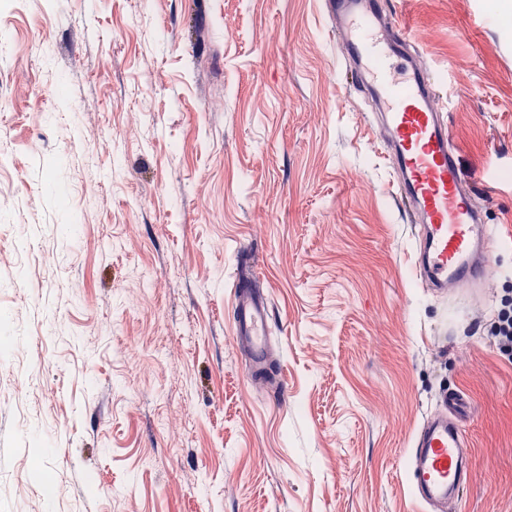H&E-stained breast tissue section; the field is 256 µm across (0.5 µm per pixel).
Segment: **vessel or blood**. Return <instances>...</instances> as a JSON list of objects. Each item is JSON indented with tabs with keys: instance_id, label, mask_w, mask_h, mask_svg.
Here are the masks:
<instances>
[{
	"instance_id": "obj_1",
	"label": "vessel or blood",
	"mask_w": 512,
	"mask_h": 512,
	"mask_svg": "<svg viewBox=\"0 0 512 512\" xmlns=\"http://www.w3.org/2000/svg\"><path fill=\"white\" fill-rule=\"evenodd\" d=\"M325 7L355 84L373 104L394 185L418 226L417 274L443 300L457 302L484 284L487 258L502 243L462 178L448 102L384 0H325ZM232 315L234 344L266 374L274 346L265 295L235 288ZM467 413L463 393L444 395L409 450L412 491L432 512L458 499L472 479Z\"/></svg>"
}]
</instances>
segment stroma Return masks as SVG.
<instances>
[{
    "instance_id": "35a3bbf8",
    "label": "stroma",
    "mask_w": 512,
    "mask_h": 512,
    "mask_svg": "<svg viewBox=\"0 0 512 512\" xmlns=\"http://www.w3.org/2000/svg\"><path fill=\"white\" fill-rule=\"evenodd\" d=\"M386 2L505 241L445 328L323 0H0V512H423L405 455L446 390L473 473L447 512H512V356L487 334L512 291V0ZM244 271L279 394L232 340Z\"/></svg>"
}]
</instances>
